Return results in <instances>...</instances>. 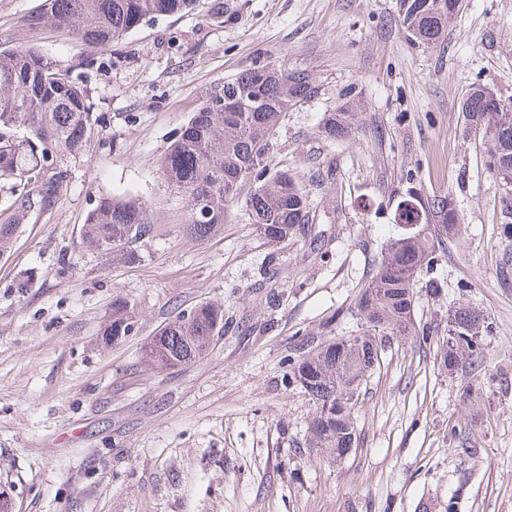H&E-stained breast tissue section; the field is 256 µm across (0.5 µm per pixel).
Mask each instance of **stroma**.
<instances>
[{
    "mask_svg": "<svg viewBox=\"0 0 512 512\" xmlns=\"http://www.w3.org/2000/svg\"><path fill=\"white\" fill-rule=\"evenodd\" d=\"M42 3L0 0V49L29 44L75 67L101 126L61 202L0 256V483L15 512H512V238L462 112L475 83L512 99V0H463L430 48L411 42L398 0H198L91 54L24 26ZM262 64L319 87L269 157L310 196L311 221L272 244L240 202L222 234L196 241L161 158L214 85ZM348 100L354 133L326 139L324 117ZM411 193L452 195L460 230L440 291L417 294L428 340L387 345L360 388L357 446L337 461L308 445L315 408L288 360L363 332L356 297ZM102 195L145 202L141 263L83 247ZM118 300L137 325L112 346ZM205 303L224 331L203 358L144 362L149 337ZM460 307L484 315L487 350L479 369L451 373L440 350Z\"/></svg>",
    "mask_w": 512,
    "mask_h": 512,
    "instance_id": "35a3bbf8",
    "label": "stroma"
}]
</instances>
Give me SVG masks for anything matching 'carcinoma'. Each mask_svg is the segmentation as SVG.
Listing matches in <instances>:
<instances>
[{"instance_id":"carcinoma-1","label":"carcinoma","mask_w":512,"mask_h":512,"mask_svg":"<svg viewBox=\"0 0 512 512\" xmlns=\"http://www.w3.org/2000/svg\"><path fill=\"white\" fill-rule=\"evenodd\" d=\"M197 0H43L40 12L27 16L32 30L49 25L75 45L104 50L152 18L188 13ZM399 21L411 41L436 46L446 37L448 20L459 0H401ZM318 93L304 70L286 71L265 64L241 70L214 86L198 112L182 128L161 160L168 182L188 202L182 232L205 241L224 230L228 209L243 188L252 223L270 242L284 241L310 222L308 195L286 171H271L274 139L300 101ZM466 129L481 131L487 165L502 187L501 231L512 238V102L478 84L463 101ZM356 113L339 105L322 133L341 139L351 133ZM98 134V119L88 92L71 68L47 58L36 47L20 44L0 50V182L8 185L9 203L0 210V255L11 248L17 230L30 215L54 209L70 178L68 162L81 157ZM425 220L412 237L399 235L388 245L369 283L358 293L354 313L363 334L329 337L291 359L290 381L301 386L315 407L309 446L341 460L354 447L359 387L383 354V340L417 336L413 311L420 278L433 274L438 251L460 224L454 200L446 194L417 202ZM147 207L133 197H102L82 227L85 247L124 264L142 261L132 245L151 233ZM136 326L127 303L112 309L105 330L116 344ZM485 317L470 308L456 310L441 362L450 371L461 361L481 366L485 353ZM224 331V312L200 305L162 326L157 348L147 362L175 366L196 361Z\"/></svg>"}]
</instances>
